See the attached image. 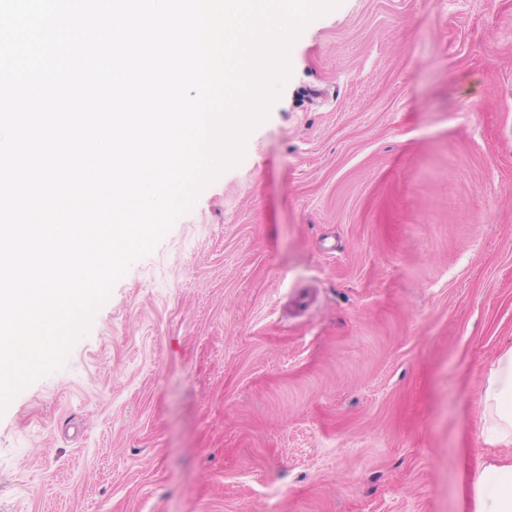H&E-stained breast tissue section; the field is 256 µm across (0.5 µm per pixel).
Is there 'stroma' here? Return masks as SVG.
<instances>
[{"mask_svg":"<svg viewBox=\"0 0 512 512\" xmlns=\"http://www.w3.org/2000/svg\"><path fill=\"white\" fill-rule=\"evenodd\" d=\"M244 155L0 412V512H469L512 347V0H341ZM481 403L483 438L512 445V348L503 352L491 368Z\"/></svg>","mask_w":512,"mask_h":512,"instance_id":"obj_1","label":"stroma"}]
</instances>
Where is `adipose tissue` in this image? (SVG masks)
I'll use <instances>...</instances> for the list:
<instances>
[{"label":"adipose tissue","instance_id":"1","mask_svg":"<svg viewBox=\"0 0 512 512\" xmlns=\"http://www.w3.org/2000/svg\"><path fill=\"white\" fill-rule=\"evenodd\" d=\"M481 403L483 438L512 445V349L491 368ZM472 512H512V459L480 465L472 485Z\"/></svg>","mask_w":512,"mask_h":512}]
</instances>
